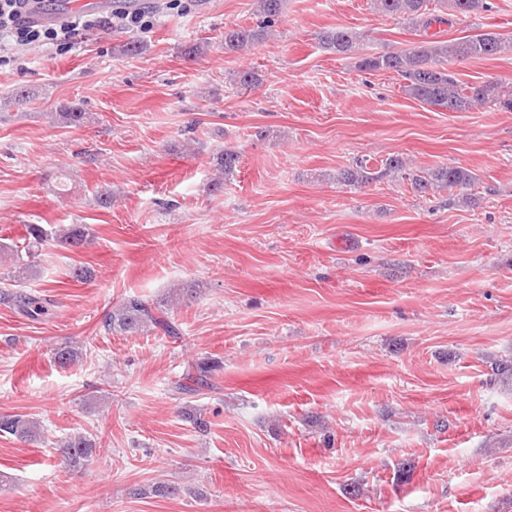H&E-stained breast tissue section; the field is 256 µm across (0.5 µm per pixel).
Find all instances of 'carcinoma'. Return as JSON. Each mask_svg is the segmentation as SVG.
I'll use <instances>...</instances> for the list:
<instances>
[{"label": "carcinoma", "instance_id": "carcinoma-1", "mask_svg": "<svg viewBox=\"0 0 512 512\" xmlns=\"http://www.w3.org/2000/svg\"><path fill=\"white\" fill-rule=\"evenodd\" d=\"M259 24L253 28L237 26L224 32V50L243 51L264 41L270 28L282 14L284 0H257ZM377 11L382 14L422 24L427 29L434 24H446L450 14L454 17H470L489 9L487 0H373ZM364 35L356 31L337 27L325 31L320 36L322 47L331 53L351 54ZM512 54V38L498 32H484L451 40L424 41L411 48L389 52L383 55H366L359 59V68L365 71H389L402 77L404 93L424 104L448 110L465 112L476 107L492 104L503 110L512 111V90L496 81L470 84L448 71V64L467 59H477ZM63 124L80 126L85 113L77 105L64 108L56 113ZM394 178L408 181L415 193L430 198L437 193L448 192V198L465 206L476 202L474 187L476 175L462 166L443 164L427 170H415L400 155L388 156L380 160L376 168L367 161L358 160L351 166L338 171L336 180L345 186L360 187L378 179ZM91 233L85 224H69L62 229L64 242L72 248H80L88 243ZM21 310L32 318L47 313L42 298L19 295ZM104 326L110 332L139 333L157 328L163 334L175 337L179 330L170 321L168 313L152 304L131 297L124 300L109 312ZM80 356L78 348L65 345L54 352L55 362L65 367ZM0 433L30 441L39 436L37 423L24 415L1 414ZM59 452L64 464L78 469L95 454L96 446L86 436L77 434L68 437ZM178 488L170 484H154L148 488H134L131 494L171 495Z\"/></svg>", "mask_w": 512, "mask_h": 512}]
</instances>
